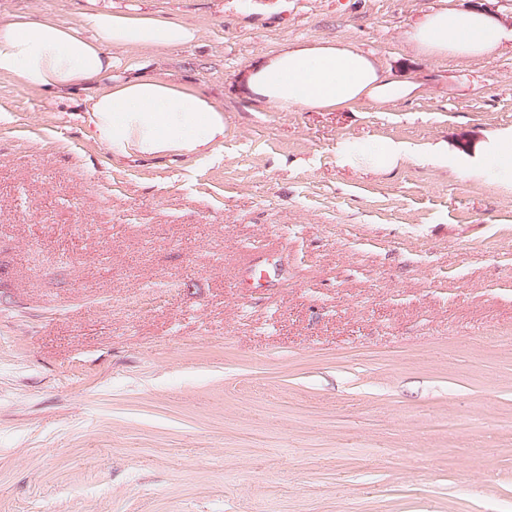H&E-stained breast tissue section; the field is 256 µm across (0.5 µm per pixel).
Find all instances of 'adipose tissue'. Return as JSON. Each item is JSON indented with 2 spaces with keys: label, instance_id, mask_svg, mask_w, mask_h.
Returning a JSON list of instances; mask_svg holds the SVG:
<instances>
[{
  "label": "adipose tissue",
  "instance_id": "1",
  "mask_svg": "<svg viewBox=\"0 0 512 512\" xmlns=\"http://www.w3.org/2000/svg\"><path fill=\"white\" fill-rule=\"evenodd\" d=\"M196 26L148 16L94 12L82 23L0 16V79L60 95L97 83L84 110L100 144L118 157L170 152L211 154L224 141V110L212 99L168 81L137 75L111 81L116 50L164 53L195 42ZM411 41L431 56L471 60L491 55L512 41V27L480 8L441 7L412 30ZM249 90L267 106L288 110H334L363 100L397 103L413 84L383 73L376 61L352 45L328 42L297 46L260 61L248 74ZM342 162L361 160L391 168L410 156L409 147L344 143ZM465 175L512 187V130L488 136Z\"/></svg>",
  "mask_w": 512,
  "mask_h": 512
}]
</instances>
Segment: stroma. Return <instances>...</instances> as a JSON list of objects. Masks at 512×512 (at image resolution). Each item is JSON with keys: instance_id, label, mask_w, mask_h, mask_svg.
<instances>
[{"instance_id": "35a3bbf8", "label": "stroma", "mask_w": 512, "mask_h": 512, "mask_svg": "<svg viewBox=\"0 0 512 512\" xmlns=\"http://www.w3.org/2000/svg\"><path fill=\"white\" fill-rule=\"evenodd\" d=\"M0 0L195 24L112 76L195 88L224 145L117 159L91 88L0 80V512H512V187L421 162L512 127V45L427 58L441 2ZM340 41L416 86L267 107L244 75ZM346 141H395L388 169ZM337 154L344 163L361 160L376 168H391L399 161L411 155L409 147L403 143L388 142L380 145L365 143H343L337 148Z\"/></svg>"}]
</instances>
